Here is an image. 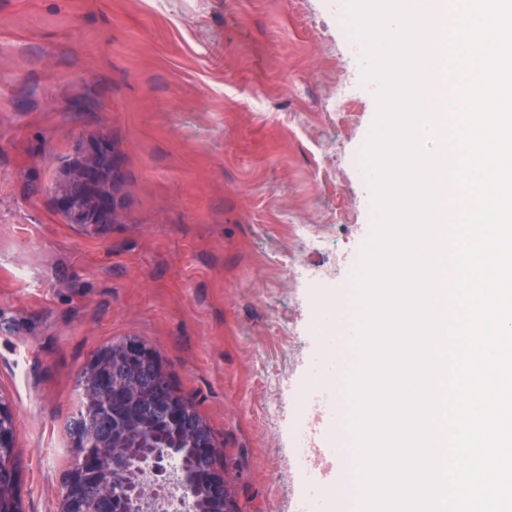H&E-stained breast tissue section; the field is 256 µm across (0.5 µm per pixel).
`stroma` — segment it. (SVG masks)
<instances>
[{
  "label": "stroma",
  "instance_id": "35a3bbf8",
  "mask_svg": "<svg viewBox=\"0 0 512 512\" xmlns=\"http://www.w3.org/2000/svg\"><path fill=\"white\" fill-rule=\"evenodd\" d=\"M348 39L332 0H0V394L21 512H57L79 373L132 337L210 425L240 512H353L319 494L320 468L295 480L291 444L293 388L333 360L312 314L353 300L371 231L376 100L336 110L338 81L364 80ZM99 136L119 215L77 224L54 187Z\"/></svg>",
  "mask_w": 512,
  "mask_h": 512
}]
</instances>
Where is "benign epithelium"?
I'll return each instance as SVG.
<instances>
[{"instance_id": "benign-epithelium-1", "label": "benign epithelium", "mask_w": 512, "mask_h": 512, "mask_svg": "<svg viewBox=\"0 0 512 512\" xmlns=\"http://www.w3.org/2000/svg\"><path fill=\"white\" fill-rule=\"evenodd\" d=\"M117 174L112 148L97 138L78 146L75 161L57 189L60 208L76 224H109L118 216ZM151 367L153 386L169 385L157 350L141 339H128L94 356L82 371L83 408L90 422L76 434L75 456L61 486L58 512H239L236 476L221 465L223 454L209 424L194 403L178 393L175 400L183 427L200 436L189 452L126 446L128 413L148 390L127 377V367ZM16 426L12 404L0 396V512H20L15 505ZM208 457L218 477L195 467Z\"/></svg>"}]
</instances>
